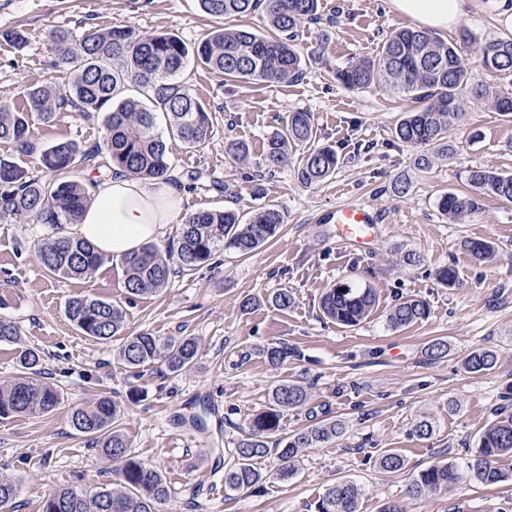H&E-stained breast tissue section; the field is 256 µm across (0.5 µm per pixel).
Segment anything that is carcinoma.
Here are the masks:
<instances>
[{
	"mask_svg": "<svg viewBox=\"0 0 512 512\" xmlns=\"http://www.w3.org/2000/svg\"><path fill=\"white\" fill-rule=\"evenodd\" d=\"M210 16L226 21L248 16L260 9L266 29L251 31L219 26L205 39L189 46L171 34L143 35L132 29H93L74 40L63 28L54 29L50 40L58 63L68 67L70 82L60 88L52 82L26 90L25 102L17 109L0 108V142L21 154L39 152L46 176L29 172L14 161L0 157V221H32L57 228L74 224L91 199L88 188L73 178L78 172L119 169L144 178L171 176L167 145L157 133L158 114H163L171 133L185 145L195 147L211 135L212 120L203 103L178 81V75L195 59L226 81L248 83H289L303 75L306 59L294 44V33L317 13L318 0H199ZM476 46L482 69L491 77L512 85V35L476 43L467 30L460 40L447 42L417 26L392 31L373 58L363 57L336 70V80L352 90H363L380 82L411 99L416 108L396 124L393 135L414 147L452 150V137L462 123L468 100L462 95L469 75V58L463 46ZM141 98L117 99L129 85ZM472 95L486 100L505 115L512 114V93L490 85H478ZM103 115L107 130L109 160L100 163V149L67 139L44 145L40 127L58 112ZM314 136L311 115L292 112L282 130L265 146V160L271 167L282 163L288 148L310 141ZM340 162L335 149L324 147L304 156L297 168L299 181L315 186L332 176ZM469 191H448L438 197L437 208L455 223L476 212L485 196L512 202V174L476 168L467 175ZM283 218L273 205L260 208L243 224L233 211H199L181 225L176 241L165 249L148 244L126 257L124 288L130 297L163 291L172 271L195 270L210 264L223 249L247 256L279 233ZM466 248L480 261L494 258L492 245L484 240L466 241ZM36 257L50 276L86 279L102 266L104 259L85 241L55 239L36 246ZM377 296L371 288H357L346 282L332 286L321 299L323 315L342 327H355L374 311ZM69 321L85 336L107 342L124 337L120 354L128 368L136 370L162 362L175 373L194 365L198 342L191 337L161 340L149 332L124 336L125 313L112 302L88 295H76L66 304ZM428 316V305L416 298L396 303L388 314L393 327H404ZM18 326L0 319V342L17 343ZM267 363L276 368L295 355L285 343L263 349ZM498 364L491 349H476L465 360L471 373H483ZM20 376L0 380V420L48 414L59 403V393L44 379L42 357L31 348L18 355ZM309 400L306 387L298 383L278 384L269 405L251 418L236 443L234 462L224 468V493L234 496L263 486L268 474L255 461L271 453L286 466L282 478L294 474L289 462L303 448H317L343 433V424L327 418L292 435L281 434V420L290 410ZM121 409L108 396L75 407L72 427L89 437L101 457L115 466L118 487L92 493L55 489L43 502V512H156L169 495L163 475L152 465L132 455L119 429ZM512 457V411L501 408L496 419L481 433L476 447L461 462H437L419 472L411 493L446 491L468 478L484 484L512 479L499 461ZM377 467L387 473L404 469V457L393 448L380 450ZM17 485L0 475V506L15 498ZM360 491L348 478L331 484L316 502V512H359Z\"/></svg>",
	"mask_w": 512,
	"mask_h": 512,
	"instance_id": "obj_1",
	"label": "carcinoma"
}]
</instances>
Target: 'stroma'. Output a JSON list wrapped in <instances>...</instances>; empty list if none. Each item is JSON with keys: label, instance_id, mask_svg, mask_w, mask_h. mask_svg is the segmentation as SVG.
Instances as JSON below:
<instances>
[{"label": "stroma", "instance_id": "1", "mask_svg": "<svg viewBox=\"0 0 512 512\" xmlns=\"http://www.w3.org/2000/svg\"><path fill=\"white\" fill-rule=\"evenodd\" d=\"M502 11V0H466L459 25L479 41L502 37L512 33ZM318 15L296 31L307 56L297 81L227 83L194 62L179 76L209 110L213 128L194 148L167 138L169 183L182 193L186 216L233 210L248 217L276 205L284 217L280 233L253 255L218 251L208 266L172 272L161 293L132 299L123 271L109 261L86 280L46 275L34 245L53 239V225L0 222V318L21 334L20 344L0 343V379L15 374L21 347L34 348L60 394L51 413L0 421V473L18 487L10 512H42L45 496L59 487H115L111 463L70 424L75 406L102 395L120 406L131 453L166 480L169 496L158 512H315L327 486L341 477L358 485L360 512H383L393 502L405 512H512V482L471 480L445 493H409L421 469L465 458L512 389V202L483 198L480 209L458 224L436 206L442 193L467 192L471 168L512 173V118L472 102L454 136L453 155L416 169V148L392 134L409 101L384 83L351 91L336 80L338 68L375 56L409 18L392 11L389 0H318ZM214 25L198 0H0V107L17 108L26 86L67 81L51 29L79 37L90 29L129 27L192 45ZM16 29L27 34L20 47L7 37ZM298 111L311 113L314 138L268 166L266 142L288 113ZM40 133L46 143L66 138L85 146L104 145L106 138L102 119L80 112L56 113ZM228 140L248 146L247 162L225 152ZM324 146L336 150L340 164L322 184L304 186L299 161ZM401 175L410 180L403 195L393 188ZM346 203L370 204L380 217L367 249L351 247L329 221ZM469 239L492 243L496 261L473 258L464 247ZM404 249L419 253L420 264H405ZM448 264L457 272L452 288L436 278ZM339 281L377 294L374 313L359 326L330 323L320 311L321 296ZM280 290L294 297L288 309L264 301ZM83 294L119 305L127 334L195 337L199 350L191 370L172 373L156 362L131 375L119 354L121 339L95 342L68 320V299ZM249 297L259 298V306L242 310ZM407 297L425 300L428 317L391 327L390 308ZM437 338L447 341L448 354L431 361L426 349ZM280 342L300 356L274 369L263 349ZM478 348L497 352L494 370H466L467 355ZM293 381L307 386L310 401L284 415L283 432L331 417L343 422V434L303 449L289 478L279 477L276 456L258 459V468L270 475L263 489L225 497L224 466L237 440L268 405L273 385ZM422 414L435 420L425 438L412 432ZM381 448L396 449L404 469L389 474L376 468Z\"/></svg>", "mask_w": 512, "mask_h": 512}]
</instances>
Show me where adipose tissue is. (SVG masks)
<instances>
[{
    "label": "adipose tissue",
    "mask_w": 512,
    "mask_h": 512,
    "mask_svg": "<svg viewBox=\"0 0 512 512\" xmlns=\"http://www.w3.org/2000/svg\"><path fill=\"white\" fill-rule=\"evenodd\" d=\"M393 9L429 30L455 26L465 13V0H391ZM92 200L78 223L66 225L63 236L89 242L97 252L122 266L128 254L159 241L174 223L182 197L161 179L125 173L89 187Z\"/></svg>",
    "instance_id": "obj_1"
}]
</instances>
